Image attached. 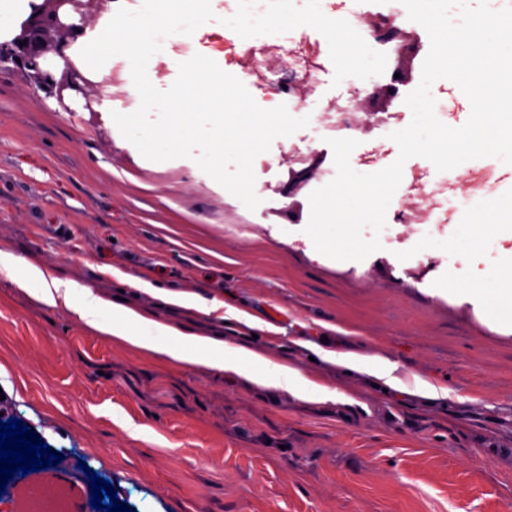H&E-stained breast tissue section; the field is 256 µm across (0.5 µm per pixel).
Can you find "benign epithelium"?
<instances>
[{"mask_svg": "<svg viewBox=\"0 0 512 512\" xmlns=\"http://www.w3.org/2000/svg\"><path fill=\"white\" fill-rule=\"evenodd\" d=\"M52 8L37 11L25 22L20 33L10 42L0 43V65L11 63L17 68L28 69L37 74L42 81L50 85L53 77L40 69L39 58L45 51L44 40L47 32L55 31L60 35V41H66L83 31L84 24L102 9L103 0H50ZM77 14L80 17L78 24H65L61 17ZM399 66L395 72L398 78H391V84L375 91V96L385 97L389 92H397L398 86L408 82V71L405 68L406 60L413 54V45L404 43L396 48ZM67 75L65 86L78 90L81 85L89 84V80L73 65L66 62Z\"/></svg>", "mask_w": 512, "mask_h": 512, "instance_id": "obj_1", "label": "benign epithelium"}]
</instances>
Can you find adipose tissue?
<instances>
[{"label": "adipose tissue", "mask_w": 512, "mask_h": 512, "mask_svg": "<svg viewBox=\"0 0 512 512\" xmlns=\"http://www.w3.org/2000/svg\"><path fill=\"white\" fill-rule=\"evenodd\" d=\"M512 239V198L466 211L454 236L431 245L432 256L456 255L474 245ZM0 270L10 273L13 284L41 303L66 309L96 331L122 337L167 358L202 365L218 372H232L257 388L288 391L304 400L310 382L298 370L276 364L245 346H234L221 336L186 332L155 315L137 309L126 300L97 296L91 288L66 277L49 276L36 262L18 261L10 252L0 251ZM448 296L467 298L479 315L512 331V249L501 252L489 277L464 285L449 281ZM320 360L371 379H390L391 365L381 358L326 349L310 344Z\"/></svg>", "instance_id": "1"}]
</instances>
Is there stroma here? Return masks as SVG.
<instances>
[{
    "label": "stroma",
    "mask_w": 512,
    "mask_h": 512,
    "mask_svg": "<svg viewBox=\"0 0 512 512\" xmlns=\"http://www.w3.org/2000/svg\"><path fill=\"white\" fill-rule=\"evenodd\" d=\"M47 44L54 85L10 64L0 70V250L165 322L252 346L346 398L299 401L162 358L36 302L0 272V416L22 420L60 455L47 482L69 492L68 512H92V472L131 512H512V334L438 293L450 278L488 277L512 242L431 258L425 246L454 233V212L444 224H385L381 250L351 264L306 255L309 195L334 177L313 118L359 80L333 85L323 58L308 104L289 108L310 123L273 141L267 167L255 170L260 204L251 211L192 159L154 162L126 146L105 110L130 89L122 60L101 89L61 91L56 35ZM198 53L264 103L257 76L229 64L205 26L162 53L164 85L177 76L174 60ZM431 93L441 122L466 123L456 83L437 80ZM391 131L383 124L361 140L355 171L397 159ZM292 143L315 148L314 158L279 165ZM472 167L484 176L483 199L512 195V164ZM141 281L226 302L237 315L157 306ZM308 341L388 359L395 377H421L448 395L383 391L310 360Z\"/></svg>",
    "instance_id": "1"
}]
</instances>
